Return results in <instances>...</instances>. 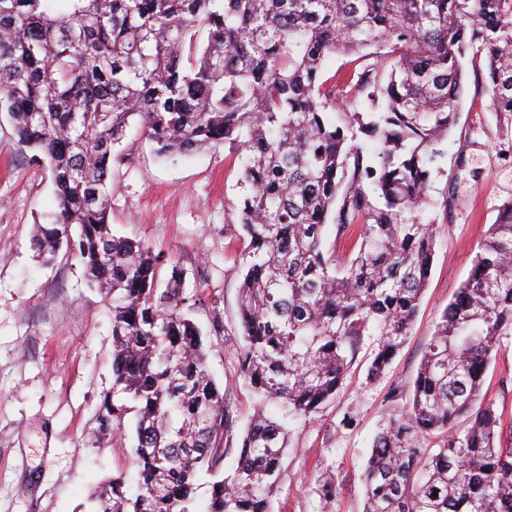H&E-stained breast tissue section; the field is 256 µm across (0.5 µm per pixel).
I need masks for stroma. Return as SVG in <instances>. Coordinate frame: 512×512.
Instances as JSON below:
<instances>
[{
	"mask_svg": "<svg viewBox=\"0 0 512 512\" xmlns=\"http://www.w3.org/2000/svg\"><path fill=\"white\" fill-rule=\"evenodd\" d=\"M444 171L435 191L454 202L436 234L430 279L412 334L386 374L371 378L377 345L365 337L336 398L318 414L289 422L272 512H362V473L391 409V388L413 381L434 325L500 205L512 199V124L489 95L468 84L457 105ZM129 159L112 168L115 234L167 254L185 271L186 294L219 297L227 335L211 340L210 370L239 425L255 399L235 364L239 341V240L225 236L241 193L240 166L223 147L161 159L139 128L121 144ZM56 209L50 173L18 144L0 111V512H94L93 492L132 476L134 437L114 446L97 435L102 396L111 390L112 314L73 258L45 267L30 240ZM487 400L512 420V336L503 338L485 384ZM334 475L325 497L321 474Z\"/></svg>",
	"mask_w": 512,
	"mask_h": 512,
	"instance_id": "obj_1",
	"label": "stroma"
}]
</instances>
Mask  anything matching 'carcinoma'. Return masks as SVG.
Returning a JSON list of instances; mask_svg holds the SVG:
<instances>
[{"mask_svg":"<svg viewBox=\"0 0 512 512\" xmlns=\"http://www.w3.org/2000/svg\"><path fill=\"white\" fill-rule=\"evenodd\" d=\"M335 54L354 64L337 84L322 79ZM468 57L512 120V0H0V109L57 200L31 248L45 264L71 255L112 308L99 431L121 437L134 414L136 492L118 476L96 512H191L200 475L231 454L209 512H271L288 429L267 405L316 414L365 336H380L369 375L385 373L448 217L450 190H429ZM132 119L161 156L222 143L240 163L235 358L258 401L240 434L189 317L224 339L218 299L186 296L177 263L113 234L108 182ZM511 335L512 200L411 386L390 391L406 406L374 440L363 512H512V429L484 393Z\"/></svg>","mask_w":512,"mask_h":512,"instance_id":"carcinoma-1","label":"carcinoma"}]
</instances>
